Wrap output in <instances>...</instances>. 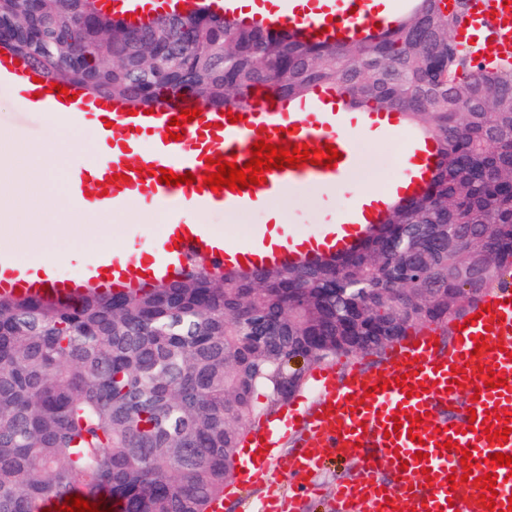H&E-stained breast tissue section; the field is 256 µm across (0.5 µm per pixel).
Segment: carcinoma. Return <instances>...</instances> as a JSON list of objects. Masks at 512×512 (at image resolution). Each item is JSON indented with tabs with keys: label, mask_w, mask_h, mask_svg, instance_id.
<instances>
[{
	"label": "carcinoma",
	"mask_w": 512,
	"mask_h": 512,
	"mask_svg": "<svg viewBox=\"0 0 512 512\" xmlns=\"http://www.w3.org/2000/svg\"><path fill=\"white\" fill-rule=\"evenodd\" d=\"M471 0H409L385 33L350 44L248 26L206 8L174 52L128 61L94 0H0L7 47L55 81L132 106L185 96L246 105L334 86L354 108L399 112L434 137L425 191L395 205L361 245L292 269L192 276L73 301L0 296V512H35L74 487L124 512H208L248 426L288 404L307 372L378 352L417 327L448 336L486 287L512 275V64L463 50ZM78 8L92 29L72 22ZM83 46L76 71L61 46ZM470 281L478 290H465ZM266 402L255 398L258 390Z\"/></svg>",
	"instance_id": "1"
}]
</instances>
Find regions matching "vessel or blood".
Segmentation results:
<instances>
[{"label":"vessel or blood","mask_w":512,"mask_h":512,"mask_svg":"<svg viewBox=\"0 0 512 512\" xmlns=\"http://www.w3.org/2000/svg\"><path fill=\"white\" fill-rule=\"evenodd\" d=\"M399 0H224L223 14L238 16L250 7L255 23L281 26L306 36L325 34L328 39L355 40L373 28H388ZM194 0H113V13L138 17L176 15ZM461 46L479 53L494 45L502 54L512 53V4L503 0H474L457 30ZM27 61L0 53V86L19 90L34 112L78 115L94 125L99 138L112 150L108 160L92 175L78 174L72 182L76 196L86 197L99 211L122 209L152 202L169 210L237 211L253 209L264 198L282 190L296 191L309 182L335 183L347 176L354 161L355 135H392L404 129L396 112H346L332 88H316L296 104L282 99L257 98L246 106L203 107L201 115L180 127V140L168 139L166 128L188 99L154 105L152 113L130 114L126 103L101 97L85 87L69 84L74 100L46 92L35 82ZM238 114L230 123V114ZM275 145L288 141L315 148L336 147L341 154L334 167L305 163L296 168L271 169L266 181L238 191H211L204 185L207 158L222 157L245 166L256 141ZM438 153L431 137L411 134L402 159L400 176L373 197L357 200L334 223L307 234H293L265 225L259 239L232 245L203 228L173 220L164 228L151 252L123 255L106 252L78 276L59 277L52 265L31 269L0 259V295L78 298L86 286L103 293L146 288L159 281H178L188 275L197 259L220 273L240 266L256 269L293 263L311 264L340 253L369 228L380 224L392 202L418 195L431 178ZM164 168L176 174L193 173V184L160 183L141 176L140 168ZM95 189L85 195V179ZM490 305L474 323L454 322L448 345H438V332L422 330L387 350L385 362L371 374L347 365L316 370L317 399L308 413L289 409L287 419L259 422L252 428L248 447L253 458L240 461L236 481L225 484V499H240L245 485L265 478L276 458V449L288 433L302 436L300 446L287 462L296 489L292 498L271 495L261 512H300L304 496L316 492V479L333 458L351 459L355 472L338 480L331 500L334 512H489L481 498L479 482L484 473L496 475L498 512L512 507V468L490 465L489 455L512 456V437L489 442L485 425L506 428L512 416V286L489 290ZM483 336L486 350L476 351L475 338ZM463 379H456V369ZM505 379L503 386L489 384L490 375ZM402 386H395V378ZM401 422H394V415ZM420 418L418 440L408 437L412 418ZM423 459H416V452ZM468 464H461L463 452ZM471 472L472 480L449 483L452 475Z\"/></svg>","instance_id":"b4317fda"}]
</instances>
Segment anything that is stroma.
Returning a JSON list of instances; mask_svg holds the SVG:
<instances>
[{
  "label": "stroma",
  "mask_w": 512,
  "mask_h": 512,
  "mask_svg": "<svg viewBox=\"0 0 512 512\" xmlns=\"http://www.w3.org/2000/svg\"><path fill=\"white\" fill-rule=\"evenodd\" d=\"M0 135L15 144L43 145L58 137L65 140L54 158L57 171L53 188L58 198L47 205L42 226L20 224L0 234V256L12 261L49 257L59 276L72 277L104 250L141 253L153 249L165 224L176 216L203 225L231 243L248 241L266 221L259 209L230 214L189 208L175 216L150 203L112 213L82 207L69 196L67 181L71 172L91 158L96 141L93 130L69 118L25 112L18 93L9 89L0 90ZM407 146L404 133L387 139L359 137L360 171L341 187L314 186L292 195L283 213L286 228L304 232L335 221L367 183L384 186L398 176ZM55 224L72 225L74 231L69 235L53 233Z\"/></svg>",
  "instance_id": "stroma-1"
}]
</instances>
